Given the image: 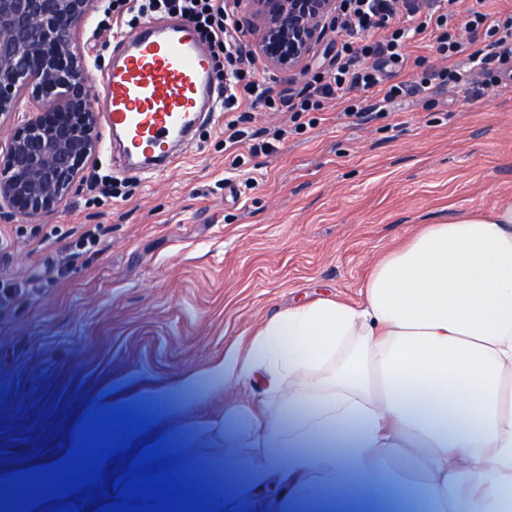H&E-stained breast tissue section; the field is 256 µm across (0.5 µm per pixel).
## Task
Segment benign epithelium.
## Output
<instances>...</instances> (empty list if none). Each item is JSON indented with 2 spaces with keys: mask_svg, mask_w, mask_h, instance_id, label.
<instances>
[{
  "mask_svg": "<svg viewBox=\"0 0 512 512\" xmlns=\"http://www.w3.org/2000/svg\"><path fill=\"white\" fill-rule=\"evenodd\" d=\"M254 47L275 70L295 72L336 27L337 0H244ZM92 0H0V121L21 99L36 111L0 141V217L49 212L100 150L91 76L76 42Z\"/></svg>",
  "mask_w": 512,
  "mask_h": 512,
  "instance_id": "benign-epithelium-1",
  "label": "benign epithelium"
}]
</instances>
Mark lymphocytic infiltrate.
I'll return each mask as SVG.
<instances>
[{"label": "lymphocytic infiltrate", "mask_w": 512, "mask_h": 512, "mask_svg": "<svg viewBox=\"0 0 512 512\" xmlns=\"http://www.w3.org/2000/svg\"><path fill=\"white\" fill-rule=\"evenodd\" d=\"M242 0H105L97 14L101 28H131L140 20L165 15L189 20L213 60L223 63L224 110L232 118L224 125L226 143L245 142L242 128L247 112L288 111L293 131L315 126L316 112L346 92H371L369 110L383 112L407 97L432 99L438 90L470 85L473 96L502 87L512 77V16L497 18L483 10V0H471L468 21L458 26L460 0H339L336 55L323 70L310 74L300 90L274 92L259 77L255 60L234 35L233 17ZM428 36L444 60L440 69L416 80L397 74L408 64L409 40Z\"/></svg>", "instance_id": "lymphocytic-infiltrate-1"}]
</instances>
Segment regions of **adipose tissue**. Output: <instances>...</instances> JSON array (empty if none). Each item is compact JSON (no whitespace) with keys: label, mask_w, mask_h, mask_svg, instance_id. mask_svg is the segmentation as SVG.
I'll use <instances>...</instances> for the list:
<instances>
[{"label":"adipose tissue","mask_w":512,"mask_h":512,"mask_svg":"<svg viewBox=\"0 0 512 512\" xmlns=\"http://www.w3.org/2000/svg\"><path fill=\"white\" fill-rule=\"evenodd\" d=\"M361 294L274 316L244 354L166 386L160 419L263 383L279 415L246 403L211 424L231 449L215 492L240 512H263V489L314 512H390L391 470L427 512H512V201L425 225ZM388 448L400 456L383 461Z\"/></svg>","instance_id":"adipose-tissue-1"}]
</instances>
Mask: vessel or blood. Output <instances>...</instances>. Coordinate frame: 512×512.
I'll list each match as a JSON object with an SVG mask.
<instances>
[{"instance_id": "vessel-or-blood-1", "label": "vessel or blood", "mask_w": 512, "mask_h": 512, "mask_svg": "<svg viewBox=\"0 0 512 512\" xmlns=\"http://www.w3.org/2000/svg\"><path fill=\"white\" fill-rule=\"evenodd\" d=\"M96 102L128 165L169 170L175 144L188 140L222 96L194 26L147 20L113 40L112 65L94 74Z\"/></svg>"}]
</instances>
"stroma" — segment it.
Instances as JSON below:
<instances>
[{
  "label": "stroma",
  "mask_w": 512,
  "mask_h": 512,
  "mask_svg": "<svg viewBox=\"0 0 512 512\" xmlns=\"http://www.w3.org/2000/svg\"><path fill=\"white\" fill-rule=\"evenodd\" d=\"M343 109L302 135L288 113L250 112L249 130L285 132L270 153L225 148L219 114L163 173L99 158L119 197L92 198L80 180L53 211L0 220L1 467L59 452L101 392L157 409L155 388L239 352L288 307L360 302L372 264L421 225L512 199V93L409 98L382 117ZM261 397L227 387L163 433L212 482L228 450L200 418Z\"/></svg>",
  "instance_id": "stroma-1"
}]
</instances>
